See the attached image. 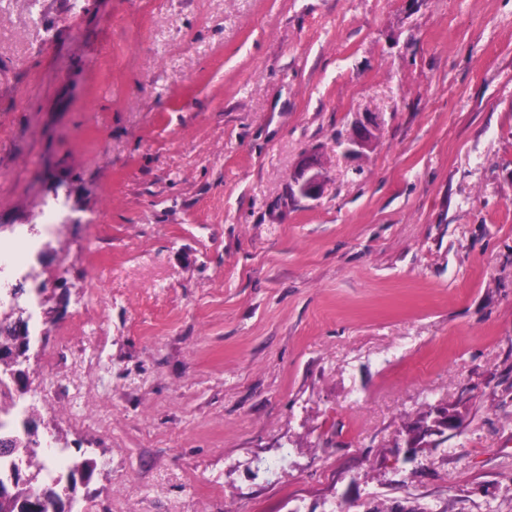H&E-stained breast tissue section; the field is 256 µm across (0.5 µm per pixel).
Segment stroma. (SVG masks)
<instances>
[{
	"label": "stroma",
	"mask_w": 512,
	"mask_h": 512,
	"mask_svg": "<svg viewBox=\"0 0 512 512\" xmlns=\"http://www.w3.org/2000/svg\"><path fill=\"white\" fill-rule=\"evenodd\" d=\"M58 184L76 512H512V0H0V279ZM375 120L367 116L363 121H360L357 125L353 136L350 139V145L353 147L350 149L351 152L360 153L365 149L371 147L375 128ZM322 168L323 164L316 153H305L290 175V193L304 199L316 198L322 186Z\"/></svg>",
	"instance_id": "obj_1"
}]
</instances>
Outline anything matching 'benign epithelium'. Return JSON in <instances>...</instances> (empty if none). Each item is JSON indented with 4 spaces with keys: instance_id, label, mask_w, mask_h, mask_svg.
I'll list each match as a JSON object with an SVG mask.
<instances>
[{
    "instance_id": "benign-epithelium-1",
    "label": "benign epithelium",
    "mask_w": 512,
    "mask_h": 512,
    "mask_svg": "<svg viewBox=\"0 0 512 512\" xmlns=\"http://www.w3.org/2000/svg\"><path fill=\"white\" fill-rule=\"evenodd\" d=\"M375 128V120L368 116L357 125L350 139L352 151L360 153L371 147ZM323 164L314 152L304 154L296 168L290 175L289 191L294 196L304 199H314L319 195L322 186ZM10 301L5 303L0 300V321L10 322L15 325L17 333L0 344V389L13 394L14 399L20 401L30 392L31 383L27 370L23 365L29 361L28 351L32 336L29 332L31 316L26 314L25 308L18 303V292H9ZM39 412L35 405L31 404L25 409L23 428L32 430L33 439L31 447L40 445L38 440ZM0 454L13 457L11 465V481H18L30 485L37 481L38 475L30 468V451L17 453L10 447L9 441L0 443ZM83 476V471L74 468L62 478L54 479L52 485L60 489L64 495L65 508L70 512L75 503L74 484L76 477Z\"/></svg>"
}]
</instances>
